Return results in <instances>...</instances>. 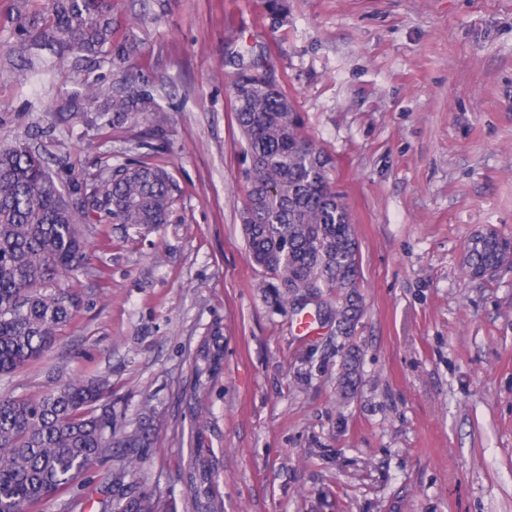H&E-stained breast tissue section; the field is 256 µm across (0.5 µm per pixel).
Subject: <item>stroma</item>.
Returning <instances> with one entry per match:
<instances>
[{
	"label": "stroma",
	"instance_id": "stroma-1",
	"mask_svg": "<svg viewBox=\"0 0 512 512\" xmlns=\"http://www.w3.org/2000/svg\"><path fill=\"white\" fill-rule=\"evenodd\" d=\"M116 38L137 51L87 72L35 76L7 55L44 0H0V145L29 143L75 172L130 161L177 185L154 230L86 226L78 308L51 352L0 393L102 375L118 425L150 430L130 482L187 512L184 471L208 458L224 512H512V265L464 269L468 243L512 237V0H117ZM267 67L331 161L360 247L364 312L336 328V298L274 312L239 214L244 143L225 86L241 46ZM158 109L121 127L85 79L122 75ZM224 361L197 376L214 329ZM359 380L340 387L343 349ZM111 449L37 512H111Z\"/></svg>",
	"mask_w": 512,
	"mask_h": 512
}]
</instances>
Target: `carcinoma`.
Instances as JSON below:
<instances>
[{
    "label": "carcinoma",
    "instance_id": "obj_1",
    "mask_svg": "<svg viewBox=\"0 0 512 512\" xmlns=\"http://www.w3.org/2000/svg\"><path fill=\"white\" fill-rule=\"evenodd\" d=\"M115 23L113 0H49L46 11L20 23L9 53L24 56L48 45L76 66L108 51L123 60L135 47L113 41ZM253 66L259 59L245 46L229 91L249 158L240 219L250 258L265 274L259 287L277 311L295 306L311 288L336 293V323L346 335L360 312L354 224L330 182L328 158L304 135L289 98L250 74ZM156 107L146 85L129 83L98 111L112 113L118 127ZM176 192L165 168L128 163L82 179L74 194L85 202L70 206L39 154L23 144L0 147V375L44 358L72 319L77 298L69 282L85 265L83 224H165ZM504 264L512 265V239L490 232L468 248L472 275ZM223 359L217 328L200 350L197 373L218 372ZM114 445L127 456L123 471L112 473L119 512H154L149 497L124 483L138 467L139 449L150 447V434L117 432L105 378L79 375L36 395H0V512H34ZM186 484L191 512H223L208 460L192 457Z\"/></svg>",
    "mask_w": 512,
    "mask_h": 512
}]
</instances>
